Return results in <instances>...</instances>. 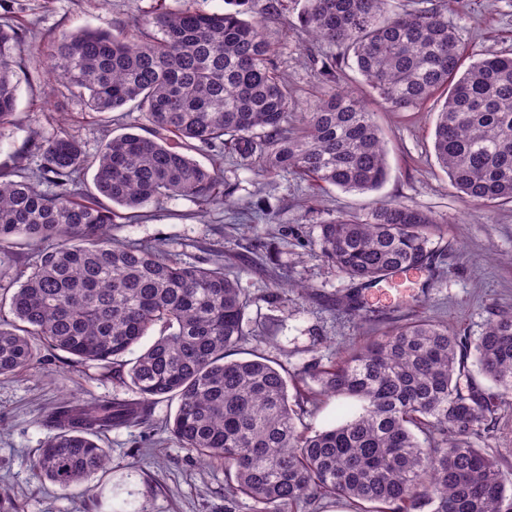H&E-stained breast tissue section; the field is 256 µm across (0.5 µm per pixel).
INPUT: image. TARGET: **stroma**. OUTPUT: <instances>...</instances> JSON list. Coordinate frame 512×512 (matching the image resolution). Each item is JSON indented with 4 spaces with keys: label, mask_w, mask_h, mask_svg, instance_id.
<instances>
[{
    "label": "stroma",
    "mask_w": 512,
    "mask_h": 512,
    "mask_svg": "<svg viewBox=\"0 0 512 512\" xmlns=\"http://www.w3.org/2000/svg\"><path fill=\"white\" fill-rule=\"evenodd\" d=\"M163 6L212 12L225 3L7 0L0 22L23 28L26 39L17 114L13 125L0 130V169L35 168L36 158L19 157L35 133L50 138L69 132L93 154L107 138L146 127L137 110L113 113L105 125L92 122L84 102L60 92L50 78L47 48L60 32L127 25ZM300 7L299 0H286L265 32L278 47V64L302 110L328 86L309 61L312 43L296 29ZM448 23L465 51L512 53V0H449ZM364 99L388 150L389 177L379 192L316 190L293 175H265L228 154L222 167L228 203L177 197L147 204L140 218L108 227L111 238L159 244L186 262H223L250 299L249 337L231 358L257 352L294 378L406 319L442 322L473 341L493 313L512 310V203L472 205L452 186L433 147L440 102L393 112L372 94ZM378 197L427 213L438 257L432 266L405 273L398 285L381 281L360 289L355 315L342 305L351 282L327 265L316 244L319 224L338 212H363ZM37 253L25 245L0 250V295L14 292ZM129 395L103 369L78 365L61 351L40 350L34 368L1 377L0 512H255L247 497L227 502L223 465L183 448L165 431L178 408L174 397L157 400L149 424L103 435L110 464L91 486L62 490L34 475L33 456L52 434L48 418L56 406L73 397Z\"/></svg>",
    "instance_id": "obj_1"
}]
</instances>
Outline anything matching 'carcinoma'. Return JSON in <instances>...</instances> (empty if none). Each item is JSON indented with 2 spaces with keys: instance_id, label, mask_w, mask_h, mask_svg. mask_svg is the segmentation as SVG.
<instances>
[{
  "instance_id": "carcinoma-1",
  "label": "carcinoma",
  "mask_w": 512,
  "mask_h": 512,
  "mask_svg": "<svg viewBox=\"0 0 512 512\" xmlns=\"http://www.w3.org/2000/svg\"><path fill=\"white\" fill-rule=\"evenodd\" d=\"M227 2L222 12L160 9L130 28L51 41L59 87L101 123L129 107L149 128L116 135L94 155L66 132L35 136L39 168L0 170V246L52 243L11 295L10 318H0V376L33 367L43 344L111 372L132 393L64 400L33 474L62 490L90 482L109 461L98 435L146 423L155 400L175 396L166 430L182 447L224 461L228 495L252 499L257 512H293L327 496L353 512H512V468L473 444L494 429L498 400L512 399L511 310L495 314L472 345L446 324L418 319L335 364L312 365L305 375L319 394L357 408L309 434L299 424L312 397L289 398L288 378L260 354L227 359L247 337L249 299L223 263L178 261L161 245L105 234L148 202L223 200L221 169L197 162L190 151L198 145L345 191L373 192L387 181L384 140L357 94L335 90L290 121L293 90L264 31L284 0ZM447 14V0L414 12L389 0H303L298 21L311 40L337 49L320 57L327 83L341 84L350 69L394 112L445 92L438 164L467 202H512V57L476 53L459 73L460 37ZM23 43L20 28L0 24V128L15 119ZM431 224L416 208L379 200L319 224V247L328 265L367 288L428 266ZM156 325L158 338L125 360ZM471 355L497 396L471 375Z\"/></svg>"
}]
</instances>
